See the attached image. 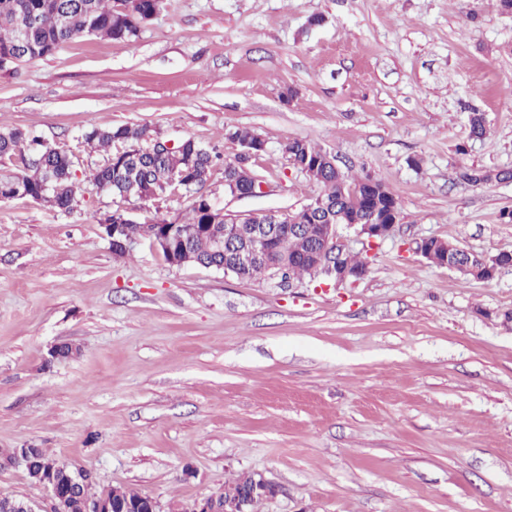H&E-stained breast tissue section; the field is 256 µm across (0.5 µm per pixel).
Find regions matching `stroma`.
Here are the masks:
<instances>
[{"label": "stroma", "mask_w": 512, "mask_h": 512, "mask_svg": "<svg viewBox=\"0 0 512 512\" xmlns=\"http://www.w3.org/2000/svg\"><path fill=\"white\" fill-rule=\"evenodd\" d=\"M320 25H312V18ZM512 15L499 0H163L132 42L85 37L0 69V134L72 156L74 210L0 202V496L49 506L13 462L40 448L188 512L258 471L260 512H512V268L468 281L417 255L439 237L512 252ZM487 118L468 137L465 103ZM149 127L224 159L236 129L266 142L258 196L205 190L232 214L301 208L320 187L286 161L307 139L397 197L394 234L356 282L257 280L173 265L148 239L113 251L100 221L185 215L176 190L119 203L87 181L108 154L86 132ZM77 346L50 360L51 347ZM459 178L470 185H483L493 182H503L512 179L511 168L483 169L476 167H463Z\"/></svg>", "instance_id": "obj_1"}]
</instances>
